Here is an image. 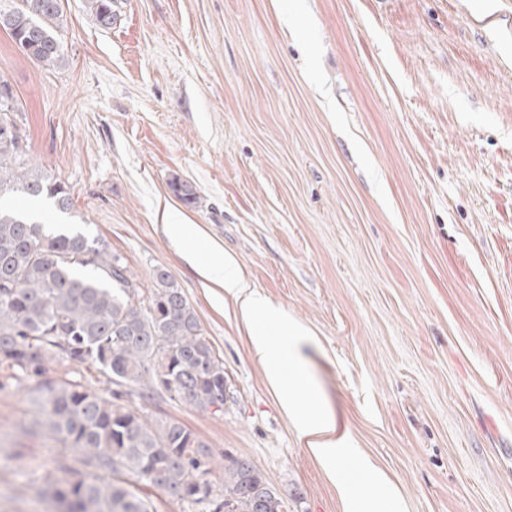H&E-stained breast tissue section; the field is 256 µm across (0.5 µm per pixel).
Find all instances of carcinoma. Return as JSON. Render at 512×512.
Listing matches in <instances>:
<instances>
[{
	"instance_id": "obj_1",
	"label": "carcinoma",
	"mask_w": 512,
	"mask_h": 512,
	"mask_svg": "<svg viewBox=\"0 0 512 512\" xmlns=\"http://www.w3.org/2000/svg\"><path fill=\"white\" fill-rule=\"evenodd\" d=\"M105 27L114 0H88ZM62 0H11L0 8V28L26 43L22 53L47 70L64 56L59 32ZM0 81V193L19 192L70 209L67 186L28 157L16 121L19 103ZM172 192L185 204L194 188L174 177ZM69 367L46 378V363ZM100 374L115 389L84 384ZM224 362L204 336L194 308L164 270L139 296L123 258L105 241L77 231L54 235L33 211L0 206V390L23 384L38 393L39 426L63 449L78 454L76 477L47 471L40 489L53 512H155L130 479L151 485L197 512H283L282 499L245 459L224 465V485L211 474L210 447L180 423L151 417L121 403L132 387L144 401L165 394L204 411L222 413Z\"/></svg>"
}]
</instances>
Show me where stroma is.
Instances as JSON below:
<instances>
[{
	"instance_id": "35a3bbf8",
	"label": "stroma",
	"mask_w": 512,
	"mask_h": 512,
	"mask_svg": "<svg viewBox=\"0 0 512 512\" xmlns=\"http://www.w3.org/2000/svg\"><path fill=\"white\" fill-rule=\"evenodd\" d=\"M62 65L0 29L30 158L140 289L166 269L224 360L221 414L130 407L244 458L284 512H348L255 356L158 214L212 240L308 331L318 408L395 512H512V0H63ZM196 190L195 206L170 190ZM27 389L0 390V512H39L53 462Z\"/></svg>"
}]
</instances>
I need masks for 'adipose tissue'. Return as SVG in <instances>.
<instances>
[{"instance_id": "ef3b65f1", "label": "adipose tissue", "mask_w": 512, "mask_h": 512, "mask_svg": "<svg viewBox=\"0 0 512 512\" xmlns=\"http://www.w3.org/2000/svg\"><path fill=\"white\" fill-rule=\"evenodd\" d=\"M208 264L196 267L203 280L223 288L234 299L242 322L251 336L254 352L264 364L270 378L279 386L286 401H294L298 388L308 384L304 359L299 350L302 329L292 322L287 312L254 288L236 260L218 245H210ZM276 327L279 340L268 337V327ZM296 425L309 439L311 451L336 475L347 498L355 504H369V489L381 485L379 474L368 463L358 465L359 482L347 478L344 462L350 454L345 441L332 439L334 420L331 415L315 411L311 406L297 407Z\"/></svg>"}]
</instances>
